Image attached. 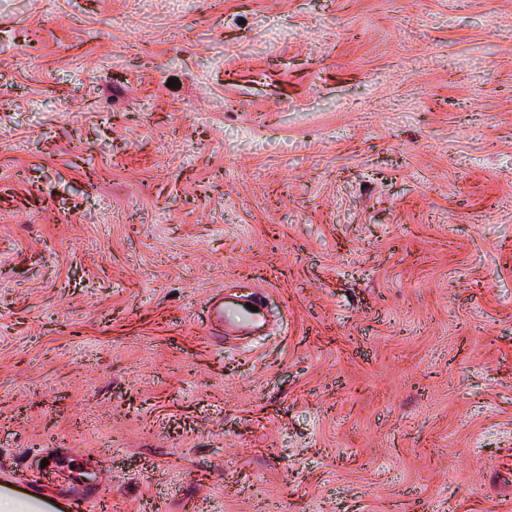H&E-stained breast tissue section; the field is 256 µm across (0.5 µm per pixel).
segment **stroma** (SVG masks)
Here are the masks:
<instances>
[{
	"mask_svg": "<svg viewBox=\"0 0 512 512\" xmlns=\"http://www.w3.org/2000/svg\"><path fill=\"white\" fill-rule=\"evenodd\" d=\"M52 456L112 512H512V0H0V512ZM250 304L257 307V312L250 311L246 307V303L228 305L224 304V298H218L211 302L210 310L216 320L224 326L225 333L232 334L243 330H254L258 327L260 298L251 301Z\"/></svg>",
	"mask_w": 512,
	"mask_h": 512,
	"instance_id": "stroma-1",
	"label": "stroma"
}]
</instances>
